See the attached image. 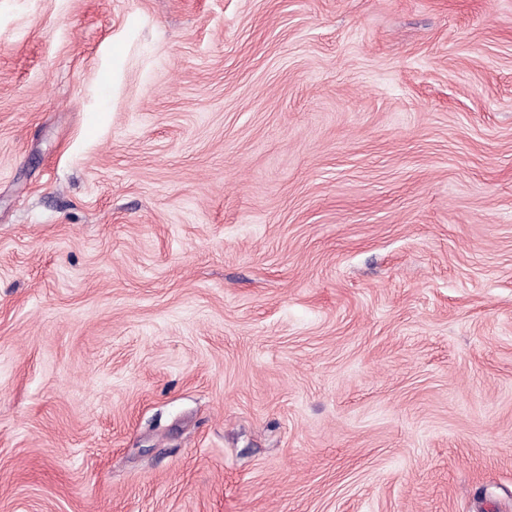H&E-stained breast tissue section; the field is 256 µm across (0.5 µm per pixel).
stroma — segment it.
<instances>
[{"instance_id":"obj_1","label":"stroma","mask_w":512,"mask_h":512,"mask_svg":"<svg viewBox=\"0 0 512 512\" xmlns=\"http://www.w3.org/2000/svg\"><path fill=\"white\" fill-rule=\"evenodd\" d=\"M0 512H512V0H0Z\"/></svg>"}]
</instances>
